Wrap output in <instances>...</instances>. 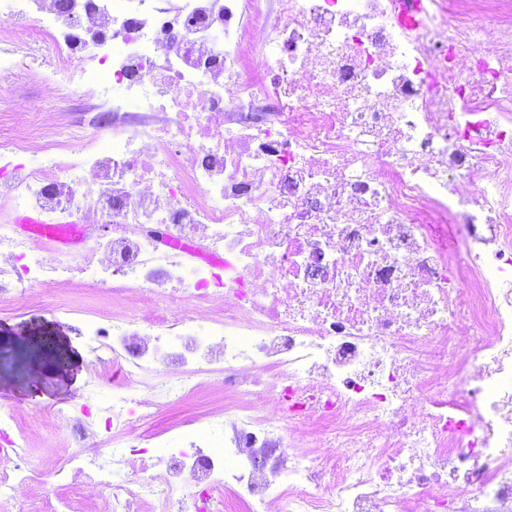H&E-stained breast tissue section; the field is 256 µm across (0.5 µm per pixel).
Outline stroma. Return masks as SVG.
<instances>
[{
	"mask_svg": "<svg viewBox=\"0 0 512 512\" xmlns=\"http://www.w3.org/2000/svg\"><path fill=\"white\" fill-rule=\"evenodd\" d=\"M30 67L28 59L19 58L16 74L0 81V113L38 116L46 126H53L59 115L44 111L42 81L32 78ZM63 300V294L47 289L22 305L0 302V355L20 360L25 371L38 378L34 385L21 379L0 380V407L16 411L18 430L30 437L29 460L34 465L72 449L64 418L92 379L88 352L54 312ZM31 336L52 339V348L29 353L26 340Z\"/></svg>",
	"mask_w": 512,
	"mask_h": 512,
	"instance_id": "35a3bbf8",
	"label": "stroma"
}]
</instances>
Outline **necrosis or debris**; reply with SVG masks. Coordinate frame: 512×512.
<instances>
[{
	"mask_svg": "<svg viewBox=\"0 0 512 512\" xmlns=\"http://www.w3.org/2000/svg\"><path fill=\"white\" fill-rule=\"evenodd\" d=\"M401 2L9 0L48 108L98 106L0 113V300L112 297L55 309L112 375L73 451L0 410L11 512H512V0ZM203 401L204 400L198 396L176 406L172 410L162 415L158 421V425L163 427L176 426L188 416H191L195 412L199 411L203 405Z\"/></svg>",
	"mask_w": 512,
	"mask_h": 512,
	"instance_id": "4bbe7bcc",
	"label": "necrosis or debris"
}]
</instances>
